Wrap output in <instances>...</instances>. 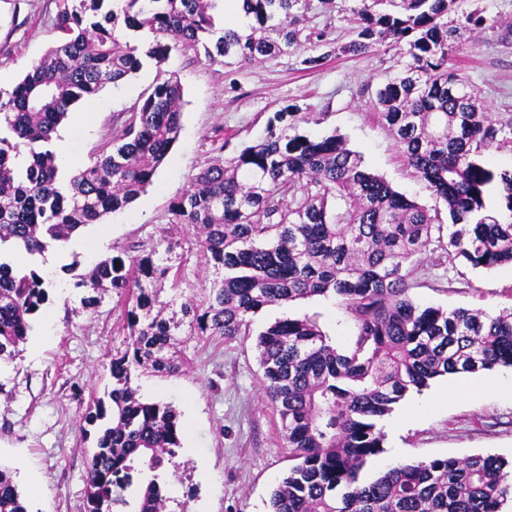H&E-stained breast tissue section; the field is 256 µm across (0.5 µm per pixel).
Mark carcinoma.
<instances>
[{
	"label": "carcinoma",
	"mask_w": 512,
	"mask_h": 512,
	"mask_svg": "<svg viewBox=\"0 0 512 512\" xmlns=\"http://www.w3.org/2000/svg\"><path fill=\"white\" fill-rule=\"evenodd\" d=\"M360 0L344 54L387 40L406 45L402 73L375 94L378 116L404 162L448 210L450 224L370 172L334 134L298 132L305 116L287 106L267 135L192 176L171 204L170 223L194 231L219 277L200 301L162 317L155 284L171 267L158 257L174 243L99 261L76 282L125 300L128 336L112 356L108 400L90 397L85 421L97 431L86 462V512H166L164 473H176L179 414L144 402L142 373L184 371L189 336L231 342L263 308L315 296L338 301L354 332L338 350L316 321L286 317L257 339L266 398L283 447L295 460L273 490L270 512H501L512 500V460L472 455L399 463L377 475L383 452L376 421L409 392L448 374L512 368V312L422 307L409 294L415 257L429 247L449 265H512V169L495 172L483 152L512 139V122L481 110L448 70L460 27L456 0H400L399 14ZM308 0H241L251 23L221 26L224 0H55L59 42L8 92L0 90V363H13L32 317L48 299L49 274L11 256L44 257L82 227L134 202L179 137L183 90L171 75L127 112L93 162L63 172L53 135L73 108L125 81L146 59L171 51L226 65L290 56L330 45L307 25ZM499 209H487L491 185ZM0 512H29L10 470L0 466Z\"/></svg>",
	"instance_id": "obj_1"
}]
</instances>
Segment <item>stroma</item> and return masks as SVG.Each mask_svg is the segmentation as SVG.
Masks as SVG:
<instances>
[{"label": "stroma", "mask_w": 512, "mask_h": 512, "mask_svg": "<svg viewBox=\"0 0 512 512\" xmlns=\"http://www.w3.org/2000/svg\"><path fill=\"white\" fill-rule=\"evenodd\" d=\"M309 25L328 40L346 42L354 25V0H309ZM481 11L494 27L464 32L449 65L465 80L482 109L512 120V0H457L449 22ZM54 0H0V89L9 90L58 34ZM404 48L385 42L361 55L332 54L315 69L299 56L225 66L202 56L172 52L163 68L144 63L119 86H105L77 104L60 125L69 156L92 162L117 130L116 116L160 81L175 74L183 87L182 130L135 202L105 216L46 253L43 268L53 280L52 298L32 320L20 359L0 366V465L9 468L30 512H85L86 458L95 444L84 421L85 402L110 383L109 363L123 349L122 305L113 293L87 305L79 275L103 255L127 256L137 244L168 236L180 246L171 264L186 297H203L215 279L191 231L170 223L171 201L192 175L216 157L236 154L265 136L274 113L289 104L304 115L301 134L344 138L365 165L396 190L426 208L438 209L425 184L407 168L374 109V93L404 68ZM439 211L447 219V210ZM410 294L422 306L512 309V267L450 268L432 251L419 257ZM316 317L337 348H346L353 324L332 301L315 297L272 305L254 316L250 333L227 343L212 336L190 338L187 369L174 377L142 375L140 394L173 405L184 427L177 478L169 480L172 512H268L272 490L292 462L283 448L280 421L263 397V371L256 337L274 321ZM53 333L39 335L44 324ZM475 374L457 376L459 393L448 397L447 378L409 393L378 422L383 451L370 473L403 461L470 455L512 458V396L489 391L466 394Z\"/></svg>", "instance_id": "obj_1"}]
</instances>
